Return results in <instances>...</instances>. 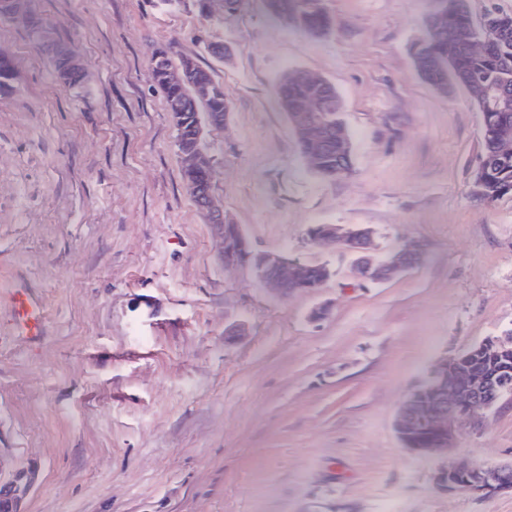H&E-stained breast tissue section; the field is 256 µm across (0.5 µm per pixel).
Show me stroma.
Masks as SVG:
<instances>
[{
    "instance_id": "1",
    "label": "stroma",
    "mask_w": 512,
    "mask_h": 512,
    "mask_svg": "<svg viewBox=\"0 0 512 512\" xmlns=\"http://www.w3.org/2000/svg\"><path fill=\"white\" fill-rule=\"evenodd\" d=\"M431 6L325 0L320 37L264 0L221 21L192 0H30L46 42L0 19L16 63L0 96V474L26 475L20 512H512L511 490L443 486L449 457L512 463V400L446 457L394 429L443 359L512 330V195L470 196L481 114L414 69ZM58 44L81 88L54 71ZM170 44L230 103L204 132L216 205L254 250L326 266L324 287L278 297L225 270L154 81ZM287 71L335 87L347 174L308 165L277 96ZM317 224L369 227L380 254L419 244L421 262L359 279L309 243ZM17 288L43 310L34 347L14 332Z\"/></svg>"
}]
</instances>
